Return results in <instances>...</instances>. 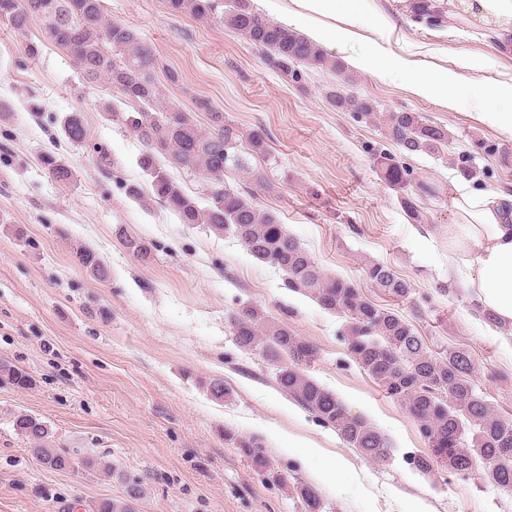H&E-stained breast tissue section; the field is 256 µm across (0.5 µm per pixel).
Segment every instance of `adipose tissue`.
I'll return each mask as SVG.
<instances>
[{"mask_svg": "<svg viewBox=\"0 0 512 512\" xmlns=\"http://www.w3.org/2000/svg\"><path fill=\"white\" fill-rule=\"evenodd\" d=\"M359 0H289L280 19L314 43L345 47L360 41ZM454 11L475 19L499 38L512 33V0H448ZM403 75L413 95L435 97L449 110L464 101L475 104L473 118L512 140V81H486L459 70L414 72L410 62L379 42L353 57L361 70L377 72L379 61ZM454 218L448 225V274L459 276L479 313L494 317L486 329L512 350V193L470 190L451 199Z\"/></svg>", "mask_w": 512, "mask_h": 512, "instance_id": "obj_1", "label": "adipose tissue"}]
</instances>
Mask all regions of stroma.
<instances>
[{"mask_svg":"<svg viewBox=\"0 0 512 512\" xmlns=\"http://www.w3.org/2000/svg\"><path fill=\"white\" fill-rule=\"evenodd\" d=\"M104 5L107 18L137 29L161 66L180 73L179 84L162 88L167 103L204 126L208 117L196 102L205 99L240 131L266 130L269 159L251 160L247 174L225 173V182L277 212L326 274L415 319L433 351L468 350L478 390L512 417V355L486 333L460 278L448 275L452 187L512 189V166L474 146L478 138L501 142V135L468 109L413 96L401 76L350 69L349 93L374 99L383 112L424 113L448 130L443 153L406 160L414 183L432 190L424 222L413 224L369 154L394 151V144L378 125L331 106L325 88L335 75L314 68L299 87L220 21L169 15L163 0ZM359 7L363 35L403 59L445 70L465 53L475 77L512 79V52H501L480 25L448 14L430 26L403 0H360ZM32 41L42 45L34 58L25 51ZM116 102L46 41L41 21L24 32L0 25V362L31 379L25 388L0 381V512H92L98 500L123 498L130 482L144 488L134 512H302L292 482H311L327 456L347 467L335 484H317L328 512H512V491L482 472L415 471L411 456L427 448L417 423L352 360L341 317L288 291L282 273L256 262L232 235L180 223L159 203L127 197L126 185L145 190L149 180L137 164L135 132L107 112ZM74 113L87 131L78 146L62 131ZM45 152L71 169L70 181L57 182L41 165ZM464 153L473 154L478 179L457 173L454 162ZM125 233L151 244L149 260L126 250ZM84 246L106 261L107 281L78 263ZM370 262L409 281L411 298L373 287L364 272ZM243 303L286 318L317 346L311 376L389 438L391 459L349 448L280 390L261 355L235 346L228 316ZM213 379L223 380L228 399L206 391ZM20 412L40 418L55 447L85 449L101 469L43 467L13 428ZM237 437L260 445L275 475L255 472L235 448ZM297 438L321 455L299 463L291 446Z\"/></svg>","mask_w":512,"mask_h":512,"instance_id":"obj_1","label":"stroma"}]
</instances>
